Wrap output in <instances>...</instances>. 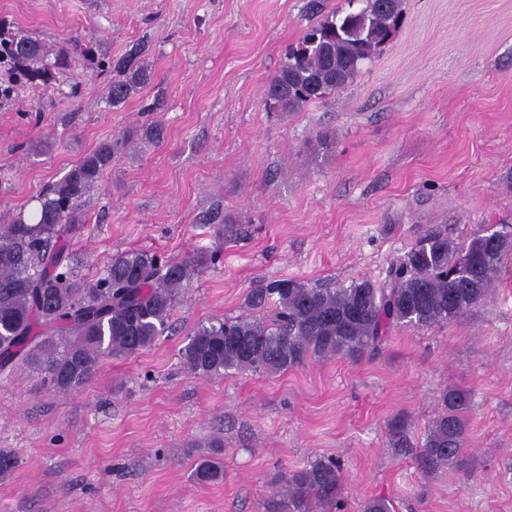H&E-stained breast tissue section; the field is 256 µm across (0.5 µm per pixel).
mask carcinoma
Here are the masks:
<instances>
[{
    "label": "carcinoma",
    "mask_w": 512,
    "mask_h": 512,
    "mask_svg": "<svg viewBox=\"0 0 512 512\" xmlns=\"http://www.w3.org/2000/svg\"><path fill=\"white\" fill-rule=\"evenodd\" d=\"M354 12L324 13V0H309L320 17L270 78L265 106L300 112L344 87L395 33L403 0H360ZM135 48L117 60L104 55L99 68L115 74L111 101L124 102L149 80ZM42 42L19 28L0 24V101L20 97L33 87L54 86L70 57L49 61ZM120 142L105 139L81 157L60 180L47 184L32 217L20 213L0 225V371L27 365L44 375L59 393L84 387L105 357L127 356L150 347L168 324L181 292L219 256L199 252L172 261L129 250L110 257L99 276L77 270L71 249L85 225L78 203L112 163ZM232 239L246 228L211 218ZM471 262L469 275L462 256ZM512 259V237L496 249L473 234L458 244L429 230L392 263L381 281L362 279L337 288L311 287L280 279L253 289L252 310L274 306L272 320L240 316L199 325L181 349L183 365L209 377L229 371L277 372L309 361L345 358L357 362L378 353L398 326L424 329L459 316L477 305L493 287L500 269ZM443 407L415 449L419 469L433 474L466 454L468 395L450 390ZM202 483L223 477L219 463L206 460L194 473ZM341 462L320 457L282 476L278 494L288 512H346L341 500ZM386 498L365 500L359 512H393Z\"/></svg>",
    "instance_id": "cac0c4a2"
}]
</instances>
